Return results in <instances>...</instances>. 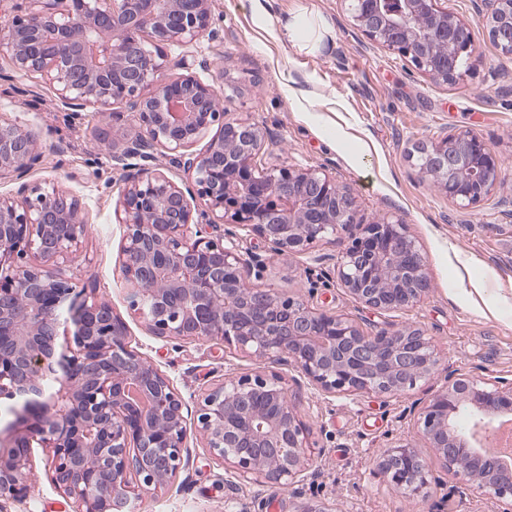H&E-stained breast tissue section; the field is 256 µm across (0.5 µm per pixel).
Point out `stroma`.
<instances>
[{"label": "stroma", "instance_id": "35a3bbf8", "mask_svg": "<svg viewBox=\"0 0 512 512\" xmlns=\"http://www.w3.org/2000/svg\"><path fill=\"white\" fill-rule=\"evenodd\" d=\"M439 7L471 24L475 53L454 83L436 82L397 52L369 40L353 24L346 0H214L219 41L202 43L219 68L217 84L230 117L267 132L268 161L323 167L353 192L365 223L404 221L425 253L431 287L416 306L379 312L342 288L335 270L342 244L321 243L307 253L268 260L256 285L354 319L373 335L421 328L438 357L434 373L395 396L317 391L292 366L282 367L290 395L311 428L313 464L303 482L258 486L213 463L196 432L186 441V466L129 512H224L235 498L243 512H498L490 497L467 495L465 476H453L422 437L415 415L448 374L512 381V58L500 56L479 23L473 0H439ZM307 11L323 16L333 35L317 54L298 51L277 18ZM0 114L41 135L43 161L29 180H48L79 196L89 212L77 261L60 273L95 289L129 327V341L167 374L185 400L229 377L267 369L242 351L197 339L152 336L130 315L127 286L118 274L124 227L114 210L123 173L105 149L113 123L135 124L129 112L112 120L63 106L39 77L14 72L0 52ZM468 130L503 163L501 187L480 206L458 208L420 176L416 147ZM412 448L425 462L427 485L408 497L392 490L377 467L383 450ZM36 496L12 512H68L48 478L51 457L36 448Z\"/></svg>", "mask_w": 512, "mask_h": 512}]
</instances>
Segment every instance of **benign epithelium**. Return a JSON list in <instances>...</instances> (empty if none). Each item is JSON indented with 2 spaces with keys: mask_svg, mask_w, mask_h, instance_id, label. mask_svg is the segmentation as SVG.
Segmentation results:
<instances>
[{
  "mask_svg": "<svg viewBox=\"0 0 512 512\" xmlns=\"http://www.w3.org/2000/svg\"><path fill=\"white\" fill-rule=\"evenodd\" d=\"M371 41L411 59L437 82L462 77L472 56L470 25L437 0H347ZM213 0H22L0 21V50L15 72L38 75L67 107L112 116L131 112L138 128L110 154L136 173L115 217L124 225L118 272L131 313L159 338L219 341L291 365L315 389L396 395L438 362L419 328L362 333L350 318L257 288L265 260L239 247L256 235L270 256L321 242H347L337 266L356 300L383 312L417 305L429 290L426 257L399 220L363 224L352 193L325 168L266 165L257 124L228 118L211 62L194 47L219 39ZM499 53L512 57V0H475ZM180 49L176 58L168 50ZM203 148H198L202 140ZM40 134L0 118V398H25L0 443V502L34 497L33 445L51 455L49 476L71 512H126L131 499L168 484L187 462V419L208 456L246 482L291 486L310 466V428L275 370L217 383L194 410L171 379L128 341L126 321L74 288L56 266L76 260L87 235L81 199L54 182L27 181L41 162ZM187 172L182 189L158 157ZM419 170L459 208L470 210L500 183L502 161L469 131L421 151ZM233 224L235 232H224ZM467 395L487 429L512 412V383L461 374L434 394L418 426L448 470L512 512V465L483 455L454 426L455 397ZM390 487L409 496L425 485V462L388 448L378 462Z\"/></svg>",
  "mask_w": 512,
  "mask_h": 512,
  "instance_id": "7a95c632",
  "label": "benign epithelium"
}]
</instances>
